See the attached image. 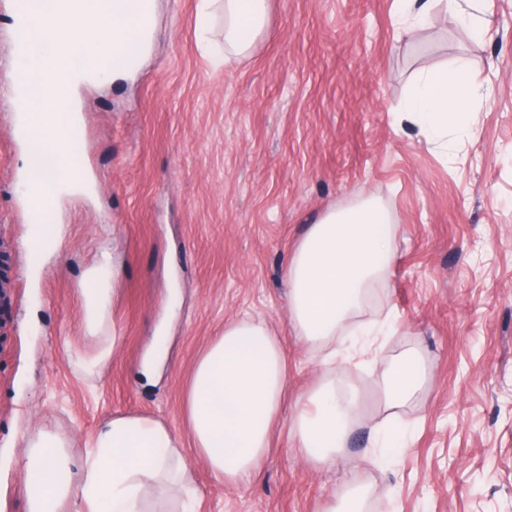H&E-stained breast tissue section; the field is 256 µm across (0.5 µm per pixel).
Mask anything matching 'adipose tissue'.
Segmentation results:
<instances>
[{
  "label": "adipose tissue",
  "mask_w": 512,
  "mask_h": 512,
  "mask_svg": "<svg viewBox=\"0 0 512 512\" xmlns=\"http://www.w3.org/2000/svg\"><path fill=\"white\" fill-rule=\"evenodd\" d=\"M409 29L422 25L439 4L483 37L479 0H396ZM224 9V52H251L269 12V0H198V15L209 23L215 4ZM482 90L466 65L454 70L423 68L399 112L427 137L447 135ZM398 227L378 199L365 196L355 204L325 213L309 225L293 249L284 277L288 287V325L312 355L331 362L337 353L365 347L381 334L385 322L368 318L367 309L381 301L390 286L396 260ZM110 255L92 266V285L79 295L87 332L95 346L82 359L94 377L114 353L109 307L115 291L102 287ZM427 382L420 352L408 348L383 370L376 387L379 404L388 412L412 403ZM284 349L268 324L243 318L225 323L197 358L183 394V417L189 438L181 440L161 420L115 414L100 425L90 447L74 454L70 437L59 430L39 429L26 443L21 459L25 475V512H144L149 486L168 489L182 505H190L192 488L185 483L187 450L202 457L215 479L235 485L258 475L279 422L287 388ZM363 397L347 381L321 380L303 394L288 436L304 458L317 467L341 457L347 436L358 421Z\"/></svg>",
  "instance_id": "obj_1"
}]
</instances>
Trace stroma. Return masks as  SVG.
<instances>
[{
    "mask_svg": "<svg viewBox=\"0 0 512 512\" xmlns=\"http://www.w3.org/2000/svg\"><path fill=\"white\" fill-rule=\"evenodd\" d=\"M197 0H159L150 56L122 86H83L79 197H61L63 244L28 217L24 144L0 84V512H23L20 459L40 428L75 452L115 413L185 435L183 392L226 322L281 336L288 389L257 479L216 483L188 458L196 512H328L346 478L373 512H512V0H485L474 37L436 12L402 34L394 0H270L245 56L215 65L197 41ZM466 63L491 95L471 134L440 145L394 109L426 66ZM374 195L399 226L384 300L399 334L349 367L370 390L413 346L430 383L405 409L407 448L371 450L383 419L367 401L342 461L311 467L288 439L297 397L323 377L288 329L283 269L309 224ZM109 248L123 265L110 308L120 343L94 378L79 290Z\"/></svg>",
    "mask_w": 512,
    "mask_h": 512,
    "instance_id": "obj_1",
    "label": "stroma"
}]
</instances>
